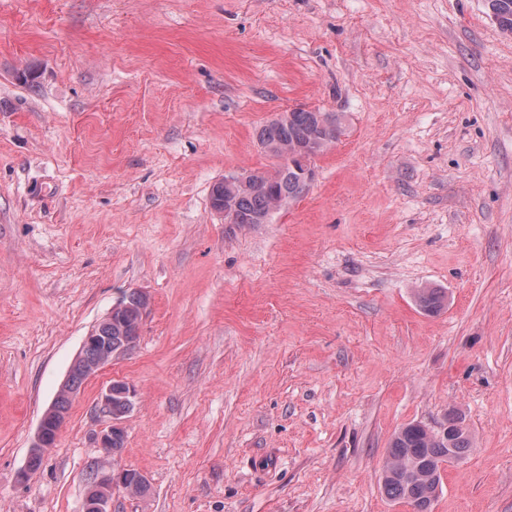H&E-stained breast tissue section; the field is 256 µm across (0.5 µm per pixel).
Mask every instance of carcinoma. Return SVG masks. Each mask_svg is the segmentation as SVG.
Listing matches in <instances>:
<instances>
[{"label": "carcinoma", "mask_w": 512, "mask_h": 512, "mask_svg": "<svg viewBox=\"0 0 512 512\" xmlns=\"http://www.w3.org/2000/svg\"><path fill=\"white\" fill-rule=\"evenodd\" d=\"M491 6L501 18L502 26L512 31V0H491ZM268 135L277 140L303 145L320 141L317 113L303 108L288 113V120L268 128ZM298 173L291 166L279 168L262 190L245 191L236 201L240 223L262 214L271 207L276 197L290 201L298 199ZM417 306L436 313L444 306V295L436 288H421L415 294ZM145 304L142 293L123 292L118 305L122 308V324L112 323L108 328L96 325L103 334H112V348L129 345L138 336L137 316ZM448 432L437 438L420 423H409L394 432L389 442L387 457L381 475V490L392 501L410 504L414 512H432L442 486L440 463L448 455L464 458L472 448V440L459 415L448 414Z\"/></svg>", "instance_id": "carcinoma-1"}]
</instances>
